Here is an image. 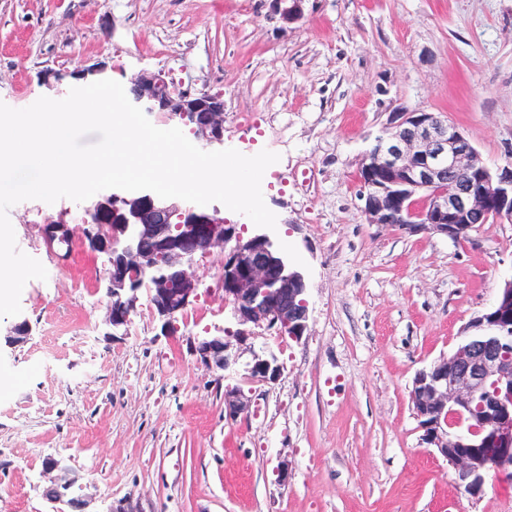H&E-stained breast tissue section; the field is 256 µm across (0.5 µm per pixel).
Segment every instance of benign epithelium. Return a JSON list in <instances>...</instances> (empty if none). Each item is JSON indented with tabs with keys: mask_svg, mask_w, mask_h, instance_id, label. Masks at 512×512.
Returning a JSON list of instances; mask_svg holds the SVG:
<instances>
[{
	"mask_svg": "<svg viewBox=\"0 0 512 512\" xmlns=\"http://www.w3.org/2000/svg\"><path fill=\"white\" fill-rule=\"evenodd\" d=\"M286 21L303 15L305 0H272ZM106 67L94 65L75 74L48 69L40 84L58 92L73 81L85 84L105 79ZM166 80L160 69L141 68L128 80V99L154 118L167 113L171 122L193 124L199 147L224 149V100L190 92L174 104L161 97ZM452 172L473 174L463 184L448 181ZM359 178L366 189L364 212L371 224H389L399 216L405 233H435L458 239L489 220L512 222V165L490 170L469 138L436 112H400L385 134L364 154ZM117 223L103 238L110 255L106 266L109 300L102 321L103 335L126 331L137 309L139 286H147L152 312L160 332L171 335L174 321L197 298L198 260L216 251L224 253L221 287L232 306L237 329L196 337L189 348L206 367L225 372L236 363L234 348L247 344L254 329L282 333L300 340L308 330L309 310L303 274L274 247L268 234L241 235L238 225L224 220L220 210H195L179 203L140 200L114 211ZM135 225L138 240L124 236ZM48 249L63 248L73 237L69 224H44ZM512 304L504 294L496 300L497 313L473 319L459 349L418 372L410 392L412 408L423 431L421 441L448 462L459 475L460 489L470 496L482 492L487 473L512 481V356L504 353L512 342V328L503 312ZM32 332L29 320L13 322L3 339L9 345L25 343ZM284 370L276 354L254 355L253 380L271 384ZM496 393L485 394L488 386ZM251 399L239 386L224 389V414L230 419L249 412ZM468 422L466 430L449 429ZM58 472L44 490L52 512H93L92 499L83 493L80 478L62 461L45 462Z\"/></svg>",
	"mask_w": 512,
	"mask_h": 512,
	"instance_id": "obj_1",
	"label": "benign epithelium"
}]
</instances>
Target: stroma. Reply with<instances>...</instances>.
<instances>
[{"label":"stroma","mask_w":512,"mask_h":512,"mask_svg":"<svg viewBox=\"0 0 512 512\" xmlns=\"http://www.w3.org/2000/svg\"><path fill=\"white\" fill-rule=\"evenodd\" d=\"M100 63L118 82L150 67L221 95L225 147L279 154L261 188L307 281L309 328L256 330L224 373L198 362L188 338L234 327L217 251L176 337L145 295L127 333L101 335L103 259L41 234L83 204L14 205L17 247L48 278L21 294L28 341L0 345V512H51L50 457L95 512H512L498 476L460 492L409 398L512 281V223L411 236L368 222L358 179L393 113L417 109L444 113L489 168L512 164V0H306L293 23L272 0H0V102L28 107L42 71ZM268 351L281 377L251 381ZM228 385L254 401L234 421Z\"/></svg>","instance_id":"obj_1"}]
</instances>
